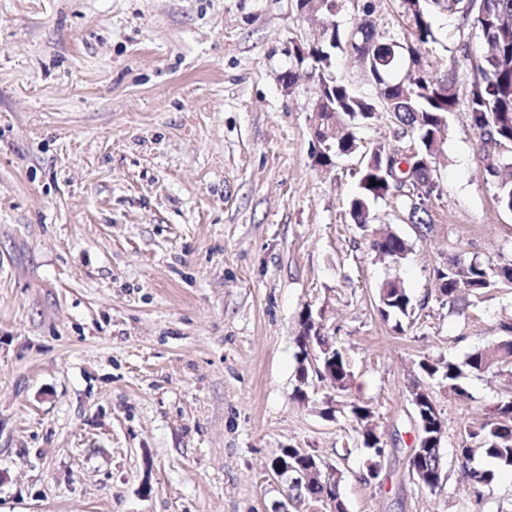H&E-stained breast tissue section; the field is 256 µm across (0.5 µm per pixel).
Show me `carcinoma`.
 I'll list each match as a JSON object with an SVG mask.
<instances>
[{
  "label": "carcinoma",
  "mask_w": 512,
  "mask_h": 512,
  "mask_svg": "<svg viewBox=\"0 0 512 512\" xmlns=\"http://www.w3.org/2000/svg\"><path fill=\"white\" fill-rule=\"evenodd\" d=\"M300 10L313 9L314 17L326 21L335 18L326 5L311 0H297ZM403 24L401 37L381 39L374 28L356 27L344 32L333 24L334 39L297 48L300 61H308L323 99L319 112L317 149L312 158L319 166L330 165L336 159L356 151V129L383 117L393 124L394 138L413 141L410 152L383 145L372 152L374 164H364L358 171V190L348 201V214L353 223L364 227L370 223V205L386 197L410 201L408 219L419 233L431 230L427 221V202L437 192L433 182L448 117L464 110L470 125L479 135L478 157L484 180L495 184V199L504 210L512 212V163L503 159L512 156V0H402ZM460 12L464 23L482 39L476 47L464 44L461 56L469 62L466 71L452 61L441 74L430 71L427 62L410 65L411 45H426L435 41L431 22V7ZM348 49L366 56L367 77L375 94L367 95L350 84L336 79L331 69L336 53ZM465 93L459 94V85ZM408 170L402 171L401 165ZM376 185H370V180ZM371 248L394 261L403 259L411 250L409 242L389 227L371 232ZM512 284V265L495 270L482 262H466L457 257L435 268L434 283H443L441 303L467 308L468 296H478L494 283V279ZM428 305L406 290L397 279L382 284L378 293V312L383 320L395 319L394 328L403 333L412 327L418 314ZM319 343L334 353L336 363V393L348 391L354 382V372L345 350L334 337L322 336ZM512 359V337L497 339L473 350L461 365L443 357L423 356L415 363L413 381H434L457 400L470 398L463 382L465 374L501 376L503 364ZM348 414L354 425L358 447L369 452L366 476L379 479L386 454L384 436L362 431L361 422L374 418L372 408L350 401ZM474 445L460 448L462 466L476 494L491 486L501 469H512V392L490 404L484 418L465 426ZM492 463L490 467H471L475 458ZM306 458L296 448H286L272 462V469L288 468V479L299 477ZM420 469L424 474L438 476V483L421 488L435 493L443 485V464L439 449L429 448Z\"/></svg>",
  "instance_id": "carcinoma-1"
}]
</instances>
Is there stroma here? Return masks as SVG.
I'll use <instances>...</instances> for the list:
<instances>
[{
    "mask_svg": "<svg viewBox=\"0 0 512 512\" xmlns=\"http://www.w3.org/2000/svg\"><path fill=\"white\" fill-rule=\"evenodd\" d=\"M443 71L475 41L435 11ZM317 30L296 0H0V512H284L282 449L335 464L348 512H512V471L474 494L457 451L503 396L470 378L436 390L448 481L409 480L414 361L463 362L512 323V288L479 308L428 299L449 257L512 264V212L484 181L479 136L450 115L419 235L405 204L375 202L411 251L378 258L346 210L366 147L315 166L317 85L296 47ZM298 78L284 88L280 76ZM399 278L428 305L397 334L377 312ZM324 309L355 384L310 376L294 396L303 309ZM372 408L379 481L345 413Z\"/></svg>",
    "mask_w": 512,
    "mask_h": 512,
    "instance_id": "obj_1",
    "label": "stroma"
}]
</instances>
